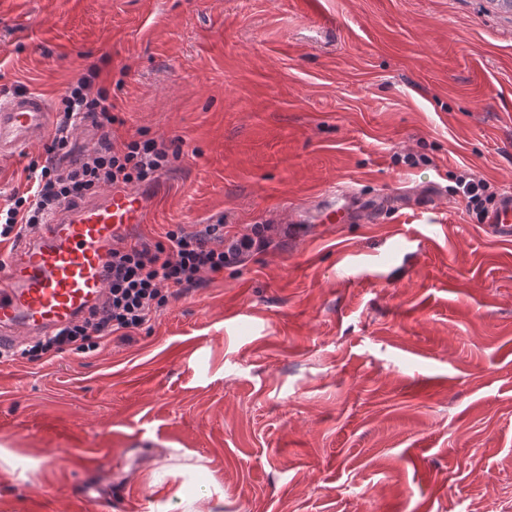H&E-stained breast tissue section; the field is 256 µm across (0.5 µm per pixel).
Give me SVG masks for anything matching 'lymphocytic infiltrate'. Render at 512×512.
Masks as SVG:
<instances>
[{"label": "lymphocytic infiltrate", "instance_id": "f902f5d3", "mask_svg": "<svg viewBox=\"0 0 512 512\" xmlns=\"http://www.w3.org/2000/svg\"><path fill=\"white\" fill-rule=\"evenodd\" d=\"M99 77V68L93 66L67 87L60 99L59 119L45 145V161H30L26 168L28 190L13 195L11 205L0 210V238L37 229L63 205L76 204L101 189L154 183L170 168L165 141L150 138L114 143L112 126L117 117L108 89L98 84ZM86 124L97 136L80 154H73L72 133ZM452 191L480 220L497 200L490 184L468 171L457 175ZM266 244L260 228L228 236L220 223L198 232L182 227L166 231L161 243L150 244L136 236L119 240L112 249L100 306L88 317L26 346L22 353L32 359L69 349L87 353L114 334L130 337L163 306L165 290L178 294L199 286L202 273L221 272Z\"/></svg>", "mask_w": 512, "mask_h": 512}]
</instances>
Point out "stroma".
<instances>
[{
  "instance_id": "1",
  "label": "stroma",
  "mask_w": 512,
  "mask_h": 512,
  "mask_svg": "<svg viewBox=\"0 0 512 512\" xmlns=\"http://www.w3.org/2000/svg\"><path fill=\"white\" fill-rule=\"evenodd\" d=\"M93 64L116 143L175 141L152 243L224 220L266 248L131 338L0 358V512H110L201 460L216 512H512V241L451 194L512 192V13L490 0H0V88ZM43 146L0 163V208ZM418 165L404 163L406 155ZM379 223L282 220L331 187Z\"/></svg>"
}]
</instances>
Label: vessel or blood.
<instances>
[{"mask_svg": "<svg viewBox=\"0 0 512 512\" xmlns=\"http://www.w3.org/2000/svg\"><path fill=\"white\" fill-rule=\"evenodd\" d=\"M51 124L42 95L0 97V161L42 143ZM147 211L144 192L110 189L81 206H63L49 223L23 233L0 264V352L87 317L104 297L113 245L142 224ZM486 221L496 236L512 238V193L499 199Z\"/></svg>", "mask_w": 512, "mask_h": 512, "instance_id": "1", "label": "vessel or blood"}]
</instances>
